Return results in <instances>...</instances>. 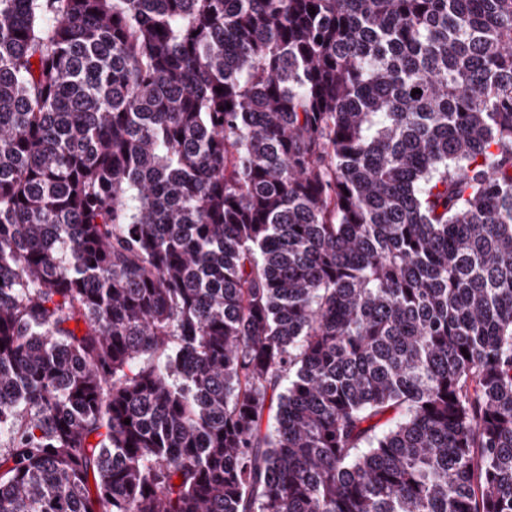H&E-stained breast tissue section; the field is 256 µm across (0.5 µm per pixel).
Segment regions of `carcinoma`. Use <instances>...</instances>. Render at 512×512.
Segmentation results:
<instances>
[{"label":"carcinoma","mask_w":512,"mask_h":512,"mask_svg":"<svg viewBox=\"0 0 512 512\" xmlns=\"http://www.w3.org/2000/svg\"><path fill=\"white\" fill-rule=\"evenodd\" d=\"M0 512H512V0H0Z\"/></svg>","instance_id":"1"}]
</instances>
